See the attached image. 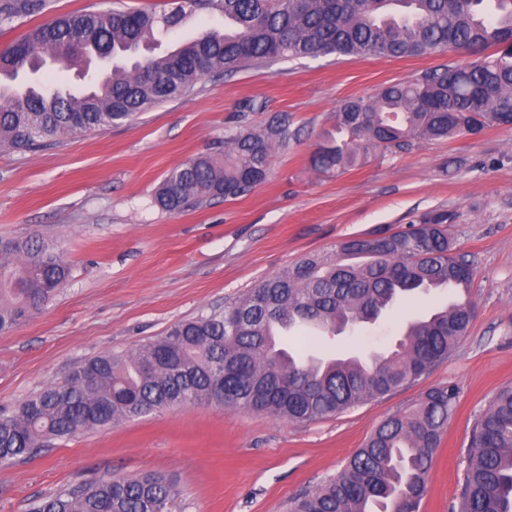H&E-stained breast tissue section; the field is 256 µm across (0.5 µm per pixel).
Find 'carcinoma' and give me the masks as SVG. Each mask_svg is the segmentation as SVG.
Segmentation results:
<instances>
[{"label":"carcinoma","mask_w":512,"mask_h":512,"mask_svg":"<svg viewBox=\"0 0 512 512\" xmlns=\"http://www.w3.org/2000/svg\"><path fill=\"white\" fill-rule=\"evenodd\" d=\"M180 0L175 10H82L53 17L0 51V149L35 150L71 131H97L191 93L219 76L264 60L320 55L429 56L446 49L467 60L343 103L336 138L312 156L337 174L369 149L395 152L413 140L448 139L489 126L512 128V0ZM47 0H0V25L45 12ZM217 11L224 28L181 42L161 57L127 63L131 48L188 17ZM499 48L493 55L484 51ZM112 53V68L76 90L35 82L4 85L47 62L68 68L84 55ZM290 139L288 120L261 132L238 130L224 157L198 155L170 170L154 194L169 213L235 199L265 182L272 149ZM69 277L55 246L35 237L0 240V334L38 314ZM473 268L453 253L448 213L426 212L405 231L352 237L269 277L224 307L172 326L124 353L80 362L64 379L0 412V462L27 457L51 440L136 417L198 405L308 423L415 382L448 359L475 316ZM454 288L457 303L406 322L401 338L366 363L357 357L304 359L279 346L277 327L311 328L334 339L375 324L402 300ZM458 390L430 389L415 408L387 418L343 470L292 499L287 512H420L433 454ZM176 483L161 473L98 479L40 500L32 512H171ZM456 512H512V387L477 418Z\"/></svg>","instance_id":"obj_1"}]
</instances>
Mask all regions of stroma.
I'll return each mask as SVG.
<instances>
[{
    "mask_svg": "<svg viewBox=\"0 0 512 512\" xmlns=\"http://www.w3.org/2000/svg\"><path fill=\"white\" fill-rule=\"evenodd\" d=\"M46 14L0 30L7 47L46 17L89 9L173 10L176 0H48ZM425 57L267 60L206 76L183 97L101 131L69 132L34 151L0 149V238L58 246L65 285L40 314L0 335V410L62 381L83 359L125 352L242 296L300 258L418 215L448 213L458 252L473 265L475 317L456 349L428 375L387 396L311 423L260 413L184 406L135 418L0 464V512H30L69 486L161 472L179 494L173 512H284L289 501L338 474L389 416L429 389L453 384L457 407L434 455L420 512H452L475 419L512 386V129L409 148L369 151L334 176L311 156L344 102L422 71L457 64ZM287 116L292 137L270 156L267 180L233 200L178 214L156 187L189 158L224 152V135ZM447 290L404 306L376 326L333 340L312 335L317 358L364 357L395 343L403 320L446 303Z\"/></svg>",
    "mask_w": 512,
    "mask_h": 512,
    "instance_id": "35a3bbf8",
    "label": "stroma"
}]
</instances>
